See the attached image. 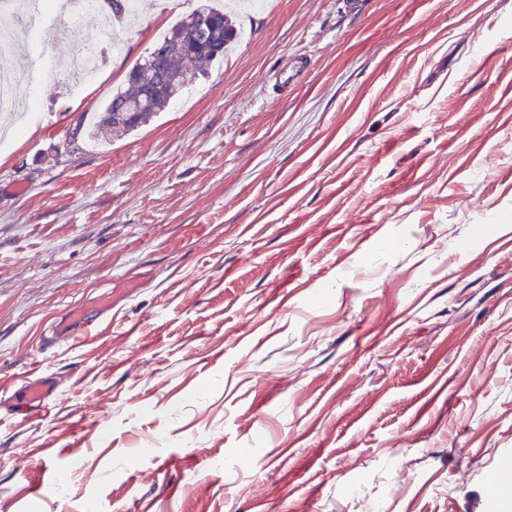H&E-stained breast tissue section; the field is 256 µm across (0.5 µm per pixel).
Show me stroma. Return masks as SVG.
<instances>
[{"label": "stroma", "instance_id": "stroma-1", "mask_svg": "<svg viewBox=\"0 0 512 512\" xmlns=\"http://www.w3.org/2000/svg\"><path fill=\"white\" fill-rule=\"evenodd\" d=\"M181 2L114 22L75 92L84 31L24 39L0 399L58 387L40 421L0 406V512H512V0H264L164 112L90 141L207 0Z\"/></svg>", "mask_w": 512, "mask_h": 512}]
</instances>
